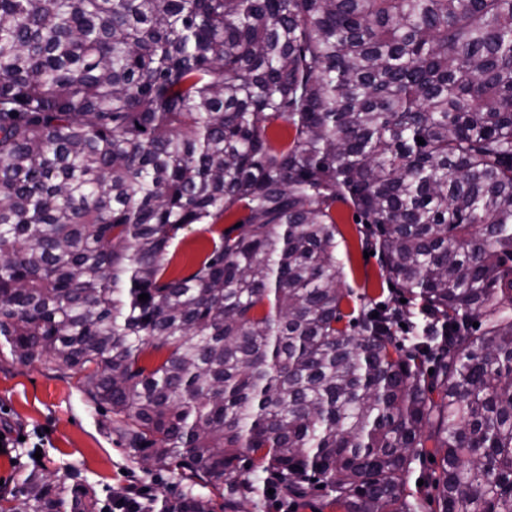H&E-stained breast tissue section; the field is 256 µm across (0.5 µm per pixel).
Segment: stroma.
I'll return each mask as SVG.
<instances>
[{"label": "stroma", "mask_w": 512, "mask_h": 512, "mask_svg": "<svg viewBox=\"0 0 512 512\" xmlns=\"http://www.w3.org/2000/svg\"><path fill=\"white\" fill-rule=\"evenodd\" d=\"M336 240L346 253L345 285L367 291L379 301L392 294L380 275L378 255H365L354 211L337 204ZM220 225L193 224L179 232L169 248L167 277L188 274L212 249ZM102 411L88 405L81 376L46 360L22 363L0 355V432L19 438L20 459L0 454V481L16 479L20 469L41 465L58 481L80 482L94 488L100 504L128 485L157 496H172L183 487L180 471H154L135 463L102 426Z\"/></svg>", "instance_id": "35a3bbf8"}]
</instances>
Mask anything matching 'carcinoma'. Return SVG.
<instances>
[{"label":"carcinoma","instance_id":"carcinoma-1","mask_svg":"<svg viewBox=\"0 0 512 512\" xmlns=\"http://www.w3.org/2000/svg\"><path fill=\"white\" fill-rule=\"evenodd\" d=\"M338 202L393 303L342 287ZM0 345L183 471L139 512H236L257 469L343 512H512V0H0ZM97 508L44 469L0 490ZM240 215L221 221L220 224H192L179 232L169 248V265L166 276L180 277L188 274L212 250V239L217 240V233L230 229Z\"/></svg>","mask_w":512,"mask_h":512}]
</instances>
